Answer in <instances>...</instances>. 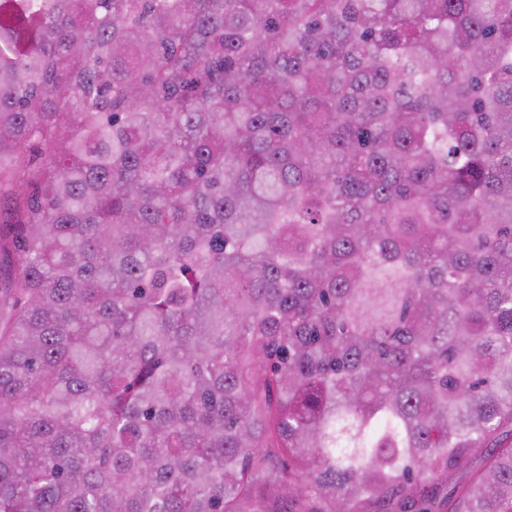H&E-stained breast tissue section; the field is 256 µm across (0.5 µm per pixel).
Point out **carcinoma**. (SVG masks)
<instances>
[{
  "instance_id": "1",
  "label": "carcinoma",
  "mask_w": 512,
  "mask_h": 512,
  "mask_svg": "<svg viewBox=\"0 0 512 512\" xmlns=\"http://www.w3.org/2000/svg\"><path fill=\"white\" fill-rule=\"evenodd\" d=\"M0 512H512V0H0Z\"/></svg>"
}]
</instances>
